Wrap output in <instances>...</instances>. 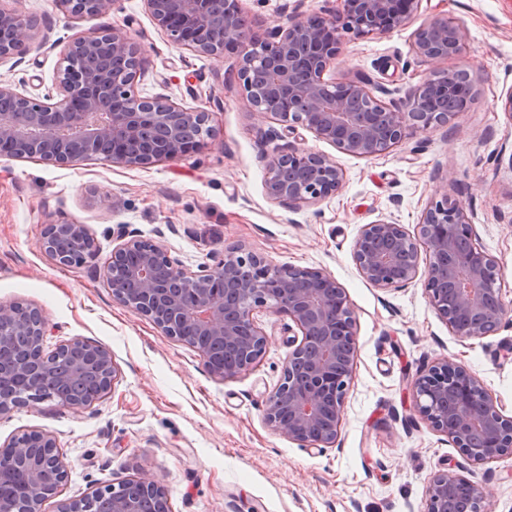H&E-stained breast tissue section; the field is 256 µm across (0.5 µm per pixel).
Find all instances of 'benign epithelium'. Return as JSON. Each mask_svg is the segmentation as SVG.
<instances>
[{
	"mask_svg": "<svg viewBox=\"0 0 512 512\" xmlns=\"http://www.w3.org/2000/svg\"><path fill=\"white\" fill-rule=\"evenodd\" d=\"M76 17H102L116 0H56ZM155 23L180 48L214 58L235 51L237 78L252 115L272 118L287 132L302 127L339 151L369 157L397 147L418 131L468 110L472 94L454 112L421 111L430 97L450 89L433 78L416 86L400 108L376 98L360 80L328 81L346 40L384 35L408 27L420 0H338L325 14L295 11L286 24L258 33L249 28L241 0H144ZM36 23L0 9V61L23 55ZM465 29L443 18L421 24L413 50L429 60L459 55ZM142 49L121 28L73 38L65 47L56 95L29 97L0 82V156L38 158L56 165L99 159L112 164L150 165L200 150L215 136L209 113L168 97L134 91ZM343 171L329 157L289 151L266 163L267 196L283 205L317 202L343 184ZM86 244L78 264L92 256L85 225L48 223L42 246L62 265V238ZM103 273L112 297L165 334L196 348L211 374L228 379L254 368L266 350L256 321L262 309L286 316L297 329L281 383L268 397L265 420L277 434L307 448L335 445L344 401L353 377L357 325L352 304L336 279L321 269L272 264L244 245L227 247L213 265L184 269L163 246L122 229ZM429 258L425 291L452 335L483 338L496 332L508 310L496 287L495 260L477 243L471 218L448 191L432 200L414 230L402 224H367L353 246L362 276L382 290L401 288L419 275L421 255ZM16 303H0V417L40 400L39 385L50 367L45 349L48 323L29 306L23 320ZM92 374V399L63 395L58 403L83 410L106 395L118 369L108 350L89 345L58 377L62 386ZM417 412L476 465L512 454V417L468 368L444 358L412 383ZM67 469L56 438L32 430L0 447V512H44L58 495ZM152 512H169L159 480L138 479ZM466 489L460 512H483L482 487L453 468L433 473L426 486L427 512H448L451 492ZM111 496L106 512H140L117 484L64 500L58 512H94V499Z\"/></svg>",
	"mask_w": 512,
	"mask_h": 512,
	"instance_id": "7a95c632",
	"label": "benign epithelium"
}]
</instances>
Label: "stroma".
Segmentation results:
<instances>
[{"label": "stroma", "instance_id": "obj_1", "mask_svg": "<svg viewBox=\"0 0 512 512\" xmlns=\"http://www.w3.org/2000/svg\"><path fill=\"white\" fill-rule=\"evenodd\" d=\"M0 2L38 24L23 58L0 64V80L19 92H55L67 41L117 26L143 50L136 93L210 112L215 127L200 151L145 166L0 157V303L40 307L48 347L83 339L107 348L120 372L106 398L89 408L76 412L44 400L0 417V446L31 430L59 443L68 479L45 512L132 477L160 480L170 512H425L429 478L451 464L482 484L486 512H512V455L467 464L418 415L409 389L434 361L449 357L475 373L512 417V313L496 333L462 340L430 305L423 279L384 291L353 260L364 225L414 228L444 186L471 216L512 305V118L503 107L512 91V0H422L419 20L444 17L465 27L456 58L417 56L409 27L344 45L327 78L382 86L385 102L401 104L409 90L448 69L467 70L475 89L467 112L369 158L342 153L302 128L267 136L276 122L251 115L236 77L238 55L216 59L177 48L143 0H116L110 14L94 19L72 18L56 0ZM336 6L242 0L250 26L261 33L294 9L319 14ZM292 150L335 159L344 173L341 189L290 207L269 199L266 159ZM48 222L85 225L92 259L82 266L51 259L41 246ZM122 228L161 243L192 271L242 243L274 264L335 277L357 322L353 383L335 447H303L265 421V402L293 337L288 318L258 313L268 340L261 362L231 379L213 376L195 348L113 299L103 268Z\"/></svg>", "mask_w": 512, "mask_h": 512}]
</instances>
